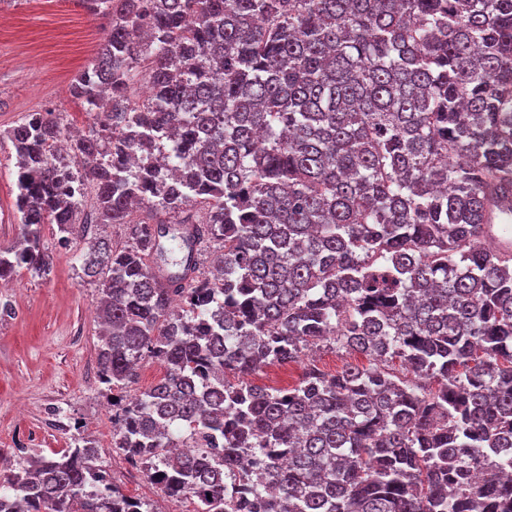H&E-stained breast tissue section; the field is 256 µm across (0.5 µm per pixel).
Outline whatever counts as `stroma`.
I'll return each mask as SVG.
<instances>
[{"instance_id": "obj_1", "label": "stroma", "mask_w": 512, "mask_h": 512, "mask_svg": "<svg viewBox=\"0 0 512 512\" xmlns=\"http://www.w3.org/2000/svg\"><path fill=\"white\" fill-rule=\"evenodd\" d=\"M108 28L107 19L79 0H0V130L29 113L51 110L67 127L90 131L93 116L65 87ZM14 164L11 144L1 142L0 248L12 246L20 233ZM41 237L53 257L50 272L22 269L0 285V448L48 454L83 434L96 441L103 465L125 495L162 501L151 481L126 479V462L112 447V394L96 375L100 295L76 259L84 241L61 243L53 224L42 225ZM367 363L362 354L324 348L311 359L287 363L276 385L295 386L311 364L333 375Z\"/></svg>"}]
</instances>
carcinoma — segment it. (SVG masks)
<instances>
[{
    "instance_id": "carcinoma-1",
    "label": "carcinoma",
    "mask_w": 512,
    "mask_h": 512,
    "mask_svg": "<svg viewBox=\"0 0 512 512\" xmlns=\"http://www.w3.org/2000/svg\"><path fill=\"white\" fill-rule=\"evenodd\" d=\"M82 4L110 20L71 85L99 129L46 112L0 134L21 224L0 278L50 270L43 224L64 244L131 226L77 255L100 383L164 368L112 400V447L195 512H512V255L481 236L489 190L512 192V0ZM185 224L195 252L165 285L151 262ZM329 338L369 365L248 380ZM0 512L155 510L81 436L0 448ZM164 375V368L158 362L146 359L137 369V376L125 390V394L134 395L153 386Z\"/></svg>"
}]
</instances>
